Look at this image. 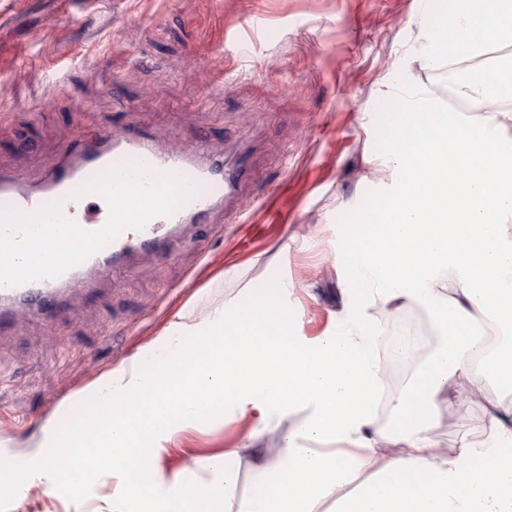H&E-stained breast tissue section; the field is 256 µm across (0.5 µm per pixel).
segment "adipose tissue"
Segmentation results:
<instances>
[{
	"label": "adipose tissue",
	"instance_id": "adipose-tissue-1",
	"mask_svg": "<svg viewBox=\"0 0 512 512\" xmlns=\"http://www.w3.org/2000/svg\"><path fill=\"white\" fill-rule=\"evenodd\" d=\"M433 8L426 0L420 13L427 69L512 47V0H465L439 20ZM392 87L405 126L430 136L414 150L394 138L384 208L348 229L352 242L336 256L347 274L336 327L306 343L271 294L195 330L193 355L171 330L168 357L153 370L135 357L113 370L104 397L111 417L61 443L111 455L112 512H211L214 504L224 512H512V400H486L480 365L492 360L512 383V112L450 111L427 88ZM377 224L387 228L381 258L355 243ZM419 305L433 311L441 346L391 401L396 426L386 433L375 399L381 318ZM481 317L503 341L461 334ZM263 330L274 337L255 347ZM462 388L485 399L488 432L448 453L427 432ZM205 404L249 418L238 444L195 461L193 478L175 474L166 496L141 493L155 483L158 443L194 424ZM137 434L145 447L132 468L124 457ZM241 456L253 477L239 498L225 460ZM216 470L220 479H205ZM414 482L423 492L411 491Z\"/></svg>",
	"mask_w": 512,
	"mask_h": 512
}]
</instances>
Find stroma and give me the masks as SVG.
I'll return each mask as SVG.
<instances>
[{
	"label": "stroma",
	"mask_w": 512,
	"mask_h": 512,
	"mask_svg": "<svg viewBox=\"0 0 512 512\" xmlns=\"http://www.w3.org/2000/svg\"><path fill=\"white\" fill-rule=\"evenodd\" d=\"M420 0H0V169L36 181L80 139L120 128L160 149L244 145L231 210L186 227L171 253L134 256L92 277L49 316L0 331V481L54 459L61 424L113 369L163 348L188 324L231 312L273 283L305 339L341 304L336 251L382 197L398 103L394 74L438 91L418 60ZM66 64L52 76L50 63ZM486 427L483 402L451 401L429 430L459 449ZM246 428L218 408L177 432L157 464L158 494ZM0 512H112V478L58 494L34 484Z\"/></svg>",
	"instance_id": "35a3bbf8"
}]
</instances>
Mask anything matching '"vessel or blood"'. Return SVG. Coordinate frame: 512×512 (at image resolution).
<instances>
[{"label":"vessel or blood","mask_w":512,"mask_h":512,"mask_svg":"<svg viewBox=\"0 0 512 512\" xmlns=\"http://www.w3.org/2000/svg\"><path fill=\"white\" fill-rule=\"evenodd\" d=\"M132 165L175 174L191 187L193 196L173 215L154 218L139 230L124 231L90 256L88 266L104 272L123 267L136 253L166 252L181 226L204 223L222 211L248 172L242 159L228 168L223 159L211 156L202 147L164 153L148 140L114 130L71 146L40 183L33 185L17 172L0 170V214H28L57 204L83 229L98 230L106 223L109 210L105 200L91 191V184L114 169ZM76 275L71 269L54 278L16 287L0 286V327L16 310L42 314L51 309Z\"/></svg>","instance_id":"1"}]
</instances>
